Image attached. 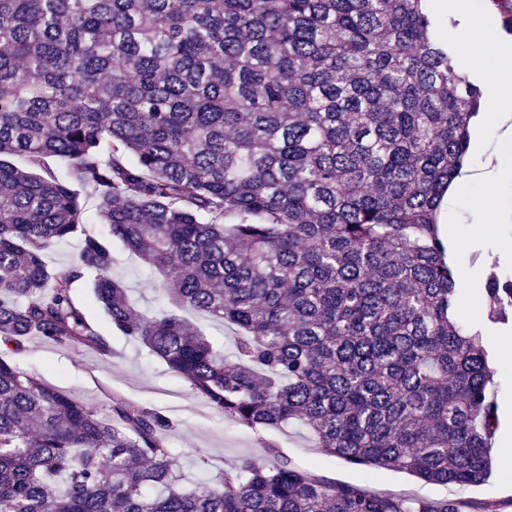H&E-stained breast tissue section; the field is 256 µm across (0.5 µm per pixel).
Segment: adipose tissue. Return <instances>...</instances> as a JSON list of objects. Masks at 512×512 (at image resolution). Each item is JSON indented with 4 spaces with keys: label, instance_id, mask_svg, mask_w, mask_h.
Returning a JSON list of instances; mask_svg holds the SVG:
<instances>
[{
    "label": "adipose tissue",
    "instance_id": "ef3b65f1",
    "mask_svg": "<svg viewBox=\"0 0 512 512\" xmlns=\"http://www.w3.org/2000/svg\"><path fill=\"white\" fill-rule=\"evenodd\" d=\"M456 5L471 12L472 24L468 29L452 32L451 37L465 45L484 64L493 96L491 111L481 115L480 120L485 128L492 130L499 115L512 112V38L500 34L491 10L474 11L471 0H456ZM458 180L462 183L483 181L499 186L506 197L495 208L491 221L495 224L512 222V200L507 197L512 191L511 169L499 168L487 175L467 163L461 168Z\"/></svg>",
    "mask_w": 512,
    "mask_h": 512
}]
</instances>
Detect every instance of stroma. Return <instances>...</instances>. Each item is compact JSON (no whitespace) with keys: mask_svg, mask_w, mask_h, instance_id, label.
<instances>
[{"mask_svg":"<svg viewBox=\"0 0 512 512\" xmlns=\"http://www.w3.org/2000/svg\"><path fill=\"white\" fill-rule=\"evenodd\" d=\"M493 234L448 243V257L455 267L462 297L475 307V314H462L464 325L481 330L482 342L494 372L490 394L498 405V436L512 438V352L503 342H512V322L491 324L480 310L489 272L512 276V223L496 224ZM115 271L123 277L133 301L147 314L163 310L149 286L151 275L140 260L121 246H113ZM74 301L82 306L94 329L105 336L111 355L77 346L29 338L12 354L11 363L44 383L65 392L70 399L101 415L109 414L115 401L160 412L170 421L168 442L179 459L187 482L216 475L225 462L269 461L268 445L291 465L306 469L336 484H359L376 492H406L428 499L461 498L481 506L494 504L498 512H512V469L499 456H492L487 480L475 486L426 483L395 469L358 466L316 448L307 429L288 423L267 431H255L224 417L203 402L172 374L165 363L134 339L116 332L102 309L94 303L88 280L72 288Z\"/></svg>","mask_w":512,"mask_h":512,"instance_id":"1","label":"stroma"}]
</instances>
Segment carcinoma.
<instances>
[{
    "instance_id": "cac0c4a2",
    "label": "carcinoma",
    "mask_w": 512,
    "mask_h": 512,
    "mask_svg": "<svg viewBox=\"0 0 512 512\" xmlns=\"http://www.w3.org/2000/svg\"><path fill=\"white\" fill-rule=\"evenodd\" d=\"M458 54L426 0H0V512H466L287 462L183 489L165 416L99 415L7 359L31 336L110 354L72 299L89 278L112 327L237 423L483 483L493 373L439 224L484 102ZM76 184L106 234L50 270L85 223ZM113 239L176 308L236 327L235 352L147 318ZM485 302L512 320V281L490 273ZM83 235L78 231L72 237L50 247L44 255L48 267L59 268L69 264L71 259L78 252Z\"/></svg>"
}]
</instances>
